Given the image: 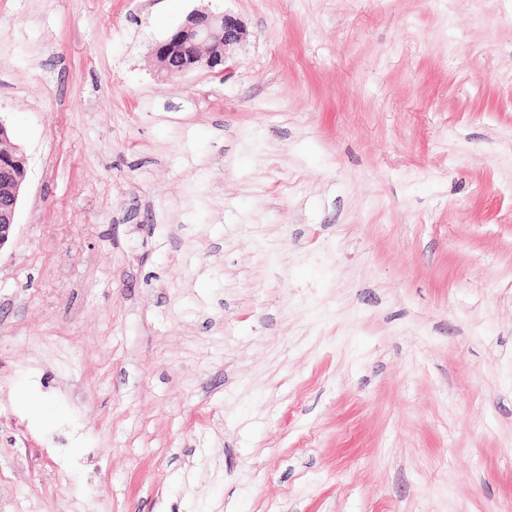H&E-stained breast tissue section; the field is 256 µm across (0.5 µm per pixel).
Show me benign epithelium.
<instances>
[{
    "label": "benign epithelium",
    "mask_w": 512,
    "mask_h": 512,
    "mask_svg": "<svg viewBox=\"0 0 512 512\" xmlns=\"http://www.w3.org/2000/svg\"><path fill=\"white\" fill-rule=\"evenodd\" d=\"M246 31L236 18L194 10L171 36L156 45L157 66L167 75L181 76L202 62L215 68L224 64L225 53L240 43ZM19 147L0 121V249L10 240L27 169H19Z\"/></svg>",
    "instance_id": "obj_1"
}]
</instances>
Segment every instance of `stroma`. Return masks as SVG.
I'll return each mask as SVG.
<instances>
[{
    "label": "stroma",
    "instance_id": "1",
    "mask_svg": "<svg viewBox=\"0 0 512 512\" xmlns=\"http://www.w3.org/2000/svg\"><path fill=\"white\" fill-rule=\"evenodd\" d=\"M0 118V512H512V0H0ZM246 31L236 18L194 10L171 36L156 45L157 66L168 76H181L205 60L210 68L224 65L225 53ZM10 137L0 120V248L9 242L13 233L18 201L27 178V168L19 170L17 167L20 148Z\"/></svg>",
    "mask_w": 512,
    "mask_h": 512
}]
</instances>
